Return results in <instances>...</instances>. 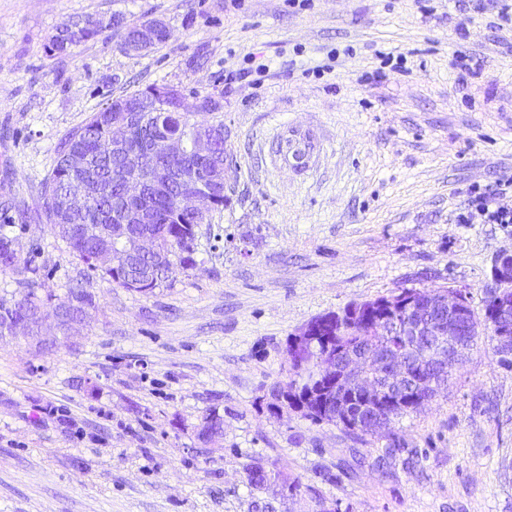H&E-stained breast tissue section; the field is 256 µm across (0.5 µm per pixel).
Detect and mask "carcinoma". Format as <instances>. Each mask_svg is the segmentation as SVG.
I'll return each instance as SVG.
<instances>
[{"instance_id":"cac0c4a2","label":"carcinoma","mask_w":512,"mask_h":512,"mask_svg":"<svg viewBox=\"0 0 512 512\" xmlns=\"http://www.w3.org/2000/svg\"><path fill=\"white\" fill-rule=\"evenodd\" d=\"M140 25L129 24L124 15L114 13L108 17L98 15L76 16L56 28L48 44L54 56L65 57L79 46L92 41L110 30H122L124 40L139 33ZM166 85H152L141 91L116 97L94 112L83 124L73 129L61 146L56 164L44 183L43 215L54 233L62 239L72 253L91 271L101 272L109 282L136 292L151 293L170 281L177 269L195 265L194 242L198 225L204 218H195L181 211L178 202L186 191V175L205 171L211 179L224 182V123L210 118L212 112H181L179 105L162 95ZM135 103L138 112H125L123 107ZM128 118L130 137L127 153L114 155L108 151L112 143V121ZM198 127L210 129L216 136L213 157L201 160L187 154L178 159L154 158L143 151V142L155 134H167L187 140ZM80 157L84 166H71V160ZM137 179L145 184L140 204L145 210V221L140 227L159 240L160 249L145 257L137 253L130 238L112 237V227L122 223L117 206L127 192V181ZM76 183H84L91 193V204L82 212L62 216L55 212L56 198L67 194ZM117 250L126 255V264L120 267L98 266L95 258L102 251ZM151 269L152 278L145 287H136L137 276ZM24 273L30 271L21 264L15 249V239L0 229V271ZM9 298L0 297V328L18 315L25 307L31 314L43 306V299L31 288L32 280ZM58 304L76 310L96 308L95 296L81 283L70 286ZM469 347L485 339L494 342L500 328L491 313L490 300H484L483 317L469 310ZM396 342V338L378 331L375 323L347 325L334 337L331 351L361 352L373 346ZM437 352L430 336H420L409 352L414 360H421ZM223 419L214 413L204 417L200 435L208 440L222 433Z\"/></svg>"}]
</instances>
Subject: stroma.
<instances>
[{
  "instance_id": "35a3bbf8",
  "label": "stroma",
  "mask_w": 512,
  "mask_h": 512,
  "mask_svg": "<svg viewBox=\"0 0 512 512\" xmlns=\"http://www.w3.org/2000/svg\"><path fill=\"white\" fill-rule=\"evenodd\" d=\"M496 0H0V224L39 296L97 308L54 352L0 341V512H512V366L479 341L392 437L267 408L310 320L408 289L482 312L512 224H462L472 187L512 176V28ZM163 20L151 53L106 32L60 59L74 15ZM351 48L317 79L308 67ZM473 58L470 73L453 65ZM266 76H240L247 57ZM153 84L212 94L228 201L194 268L144 294L103 280L42 214L61 142ZM305 144L304 164L287 153ZM223 431L202 442L208 413ZM270 485L252 488L246 467ZM296 483L287 491V483Z\"/></svg>"
}]
</instances>
